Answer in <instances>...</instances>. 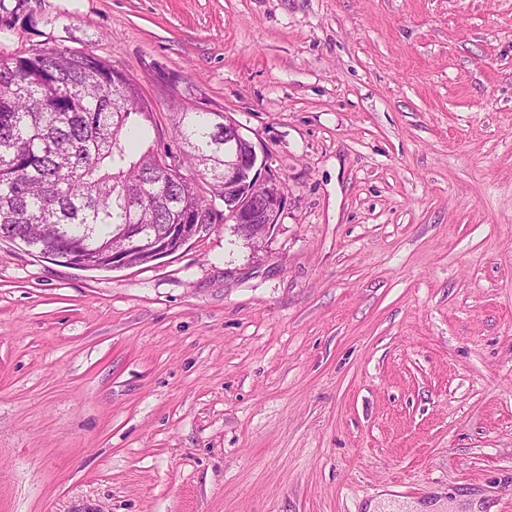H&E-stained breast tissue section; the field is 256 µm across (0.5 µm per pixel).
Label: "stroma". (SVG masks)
<instances>
[{"mask_svg":"<svg viewBox=\"0 0 512 512\" xmlns=\"http://www.w3.org/2000/svg\"><path fill=\"white\" fill-rule=\"evenodd\" d=\"M27 11L0 54L108 60L175 152L226 113L287 201L115 271L0 239V512H512V0Z\"/></svg>","mask_w":512,"mask_h":512,"instance_id":"obj_1","label":"stroma"}]
</instances>
